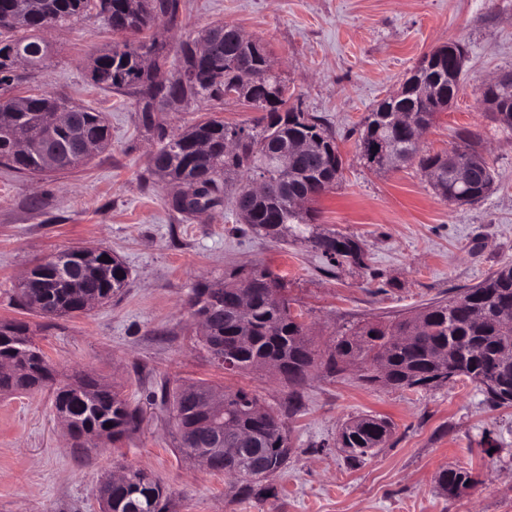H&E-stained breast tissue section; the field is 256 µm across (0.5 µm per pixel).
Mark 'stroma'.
Wrapping results in <instances>:
<instances>
[{
  "instance_id": "35a3bbf8",
  "label": "stroma",
  "mask_w": 512,
  "mask_h": 512,
  "mask_svg": "<svg viewBox=\"0 0 512 512\" xmlns=\"http://www.w3.org/2000/svg\"><path fill=\"white\" fill-rule=\"evenodd\" d=\"M224 23L267 48L291 104L320 117L345 162L315 207L316 223L276 241L242 224L235 193L221 206L184 216L169 205L178 186L148 171L155 140L132 95L103 88L91 56L117 37L97 11L43 31L52 51L19 87L103 113L107 147L84 166L22 175L0 165V321L27 323L59 377L98 375L140 412L138 428L115 444L73 447L53 395H0V512H103L95 487L123 468L159 477L166 512H512V406L490 405L466 377L430 390L367 385L348 367L311 370L287 385L273 371L225 372L200 341L189 301L202 281L266 266L288 288L319 350L368 321L386 322L448 299L512 261V131L479 102V90L512 71V0H180L177 24L155 27L170 50ZM466 46L461 88L436 114L421 153L454 148L457 131L476 134L495 171L479 202L448 203L417 164L370 170L359 133L368 112L394 93L436 47ZM234 102L201 101L160 112L173 131L215 118L253 123ZM358 241L363 265H330L310 242L316 232ZM83 248L106 250L128 269L127 285L83 314L47 316L22 307L17 285L35 259ZM205 382L244 388L282 412L291 452L267 498L234 495L224 474L179 451L180 433L163 390ZM296 411H287L289 395ZM393 423L387 443L361 461L338 444L358 416ZM465 468L478 483L451 498L442 470Z\"/></svg>"
}]
</instances>
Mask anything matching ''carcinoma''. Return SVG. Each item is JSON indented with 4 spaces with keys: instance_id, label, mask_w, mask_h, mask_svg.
<instances>
[{
    "instance_id": "carcinoma-1",
    "label": "carcinoma",
    "mask_w": 512,
    "mask_h": 512,
    "mask_svg": "<svg viewBox=\"0 0 512 512\" xmlns=\"http://www.w3.org/2000/svg\"><path fill=\"white\" fill-rule=\"evenodd\" d=\"M95 6L112 25L135 35L149 31L155 19L177 17L178 0H0V31L12 36L0 39V90L20 82L16 62L23 58L32 72L41 69L49 48L33 32L45 25L63 22ZM208 55L198 51L199 41L183 43L170 55L166 41L152 34L133 45L123 41L96 55L91 62L93 79L137 96L143 127L157 134L159 147L149 168L155 175L184 184L200 183L201 199L179 209L193 214L219 205L224 183L242 172L257 174L268 182L267 191L250 195L245 184V205L239 210L242 223L273 238H284L294 226L312 224L310 209H296L294 199L320 197L338 179L343 160L335 137L324 121L288 106V89L273 70L265 46L258 40H240L233 28L217 25L203 32ZM459 60L448 57L443 45L415 66L402 84L368 113L360 132L361 152L384 144L370 169L389 172L414 159L443 200L459 205L484 199L492 190L493 174L487 159L473 147L474 134L460 132L462 144L449 153L419 155L418 135L432 123L436 113L448 109L461 85L464 48L454 43ZM249 71L257 80L244 83ZM235 92V101L263 113L253 126L206 119L179 134L170 135L155 113L177 97L184 103L215 100L224 90ZM480 100L494 112L495 120L512 130V81L479 89ZM68 113L59 123L56 114ZM238 136L236 148H226L230 135ZM109 127L99 112L68 107L48 94L16 95L0 99V163L25 175L43 173L47 155L61 160L58 170L78 167L81 145L99 152L106 148ZM308 144L309 153L297 161L293 175L283 180L275 154L296 142ZM311 243L323 256L332 252V263H363L358 241L334 232L315 233ZM103 250L92 261L78 249L56 254V261L33 267L19 288L24 305L53 316L80 312L81 294L91 293L105 301L124 287L125 266L116 258L105 262ZM274 273L255 267L224 283L201 284L194 289L193 314L208 324L202 335L212 353L224 354L228 370L240 372L264 363H276L288 381L301 383L315 363V353L306 327L291 311L288 295L276 301L266 294L267 279ZM247 290L252 296L249 318L237 316L235 298ZM512 262L491 271L479 284L446 301H437L420 311L387 324L365 323L336 337L327 368L347 366L365 369L362 379L394 388L435 387L448 377L465 376L478 383L496 406L512 405ZM0 360H11L16 371L0 373V393L14 394L41 389L52 378L48 357L28 335L21 322L0 323ZM257 397L244 389L224 392V406L202 411L183 408L178 419L180 433L200 428L205 436L194 443L181 440L180 450L193 457L206 450L209 439L232 427L246 437L214 468L234 470L236 494L262 497L272 492L255 478L264 479L282 470L287 462L288 434L278 415L256 414L249 404ZM56 414L70 419V435L77 441L112 439L137 426L136 410L119 393L102 385L89 373L79 374L55 391ZM112 426H106V423ZM391 433L384 417L364 416L347 423L339 436L341 447L361 459L382 447ZM477 483L472 471L449 468L438 478L440 488L459 496ZM167 489L155 476L130 468L120 485L112 486L104 507L108 512H165Z\"/></svg>"
}]
</instances>
